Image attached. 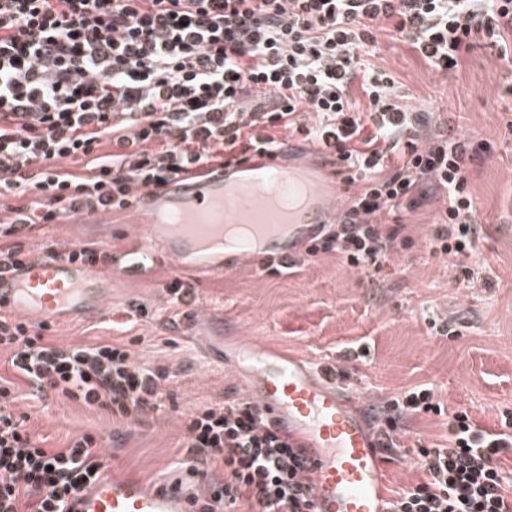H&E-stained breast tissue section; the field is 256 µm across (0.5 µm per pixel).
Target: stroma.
Segmentation results:
<instances>
[{
	"instance_id": "obj_1",
	"label": "stroma",
	"mask_w": 512,
	"mask_h": 512,
	"mask_svg": "<svg viewBox=\"0 0 512 512\" xmlns=\"http://www.w3.org/2000/svg\"><path fill=\"white\" fill-rule=\"evenodd\" d=\"M368 63L395 80L408 105L447 123L451 135L485 140L493 152L476 166L472 190L479 220L478 248L467 258L430 254L428 235L439 196H427L405 213L411 248L392 255L380 272L344 264L335 254L299 257L294 272L268 274L248 262L232 273L200 275L158 259L148 273L112 277L110 312L56 323V344L128 343L134 360L171 366L178 376L166 387L164 407L139 421L112 420L105 412L67 400L35 399L17 379L18 411L46 447L63 448L86 433L101 435L113 470L160 484L181 472L184 421L199 408L240 397L247 363L224 370L205 362L198 348L171 327L167 283L194 289L196 308L222 313L224 348L234 354L255 342L306 356L314 367L343 368L350 389L383 404L418 385L432 387L445 407L442 416L419 414L406 424L399 451L385 463L388 492L418 479L415 448L448 442V416L465 411L487 430L501 431V415L512 412V62L478 47L456 69L441 73L406 42L380 35ZM139 213L93 217L68 215L27 239L33 255L46 244L93 242L115 261L134 251ZM150 314L130 331L129 303Z\"/></svg>"
}]
</instances>
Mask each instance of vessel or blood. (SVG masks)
<instances>
[{
  "instance_id": "obj_1",
  "label": "vessel or blood",
  "mask_w": 512,
  "mask_h": 512,
  "mask_svg": "<svg viewBox=\"0 0 512 512\" xmlns=\"http://www.w3.org/2000/svg\"><path fill=\"white\" fill-rule=\"evenodd\" d=\"M287 176L278 161L264 157L194 183L172 181L148 206L140 246L123 262V273L142 274L148 262L160 258L195 273H229L258 255L282 262L294 258L329 223L334 192L317 187L318 202L294 211L284 224L252 204L244 239L225 236L218 224H185L176 231L156 221L159 210L203 212L228 192L244 195ZM111 293V282L79 263L40 258L0 274V307L38 322L100 315ZM245 358L247 399L259 403L311 462L314 512H389L383 453L355 395L337 389L304 355L258 345L246 350ZM191 479L186 472L150 488L138 478L106 471L68 498L65 512H201L205 497L189 490Z\"/></svg>"
}]
</instances>
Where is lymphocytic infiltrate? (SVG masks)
<instances>
[{
	"label": "lymphocytic infiltrate",
	"instance_id": "lymphocytic-infiltrate-1",
	"mask_svg": "<svg viewBox=\"0 0 512 512\" xmlns=\"http://www.w3.org/2000/svg\"><path fill=\"white\" fill-rule=\"evenodd\" d=\"M433 68L477 46L512 59V0H0V268L31 259L25 239L68 214L123 210L172 180L275 156L284 133L333 152L348 197L306 254L380 271L412 243L400 220L442 193L431 254L471 256L474 166L491 143L448 137L404 103L366 57L380 30ZM52 327L0 312V350L42 397L137 421L164 406L176 373L139 365L125 345L59 346ZM0 376V512H64L104 470L101 439L44 447ZM444 415L432 388L386 400L374 417L392 452L408 416ZM185 461L208 478L206 512H312L311 469L244 398L188 415ZM512 434L453 415L448 443L417 448V483L389 512H512L499 460Z\"/></svg>",
	"mask_w": 512,
	"mask_h": 512
}]
</instances>
